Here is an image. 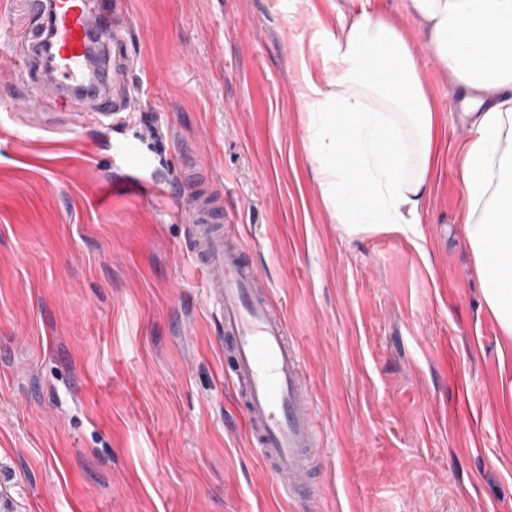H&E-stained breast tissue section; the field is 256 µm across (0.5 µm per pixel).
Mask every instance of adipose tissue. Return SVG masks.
I'll list each match as a JSON object with an SVG mask.
<instances>
[{
	"instance_id": "ef3b65f1",
	"label": "adipose tissue",
	"mask_w": 512,
	"mask_h": 512,
	"mask_svg": "<svg viewBox=\"0 0 512 512\" xmlns=\"http://www.w3.org/2000/svg\"><path fill=\"white\" fill-rule=\"evenodd\" d=\"M435 59L465 96L464 223L482 300L512 342V0H410ZM332 74L305 80L309 149L337 223L420 221L436 108L403 31L364 11L328 36Z\"/></svg>"
}]
</instances>
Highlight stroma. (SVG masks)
<instances>
[{
	"label": "stroma",
	"instance_id": "obj_1",
	"mask_svg": "<svg viewBox=\"0 0 512 512\" xmlns=\"http://www.w3.org/2000/svg\"><path fill=\"white\" fill-rule=\"evenodd\" d=\"M365 9L413 40L439 108L430 192L401 231L337 223L299 97ZM125 11L136 117L74 128L56 87L14 67L37 18L0 0V512H512V347L466 243L470 127L409 0ZM190 169L300 350L323 425L309 496L272 483L224 380L178 201Z\"/></svg>",
	"mask_w": 512,
	"mask_h": 512
}]
</instances>
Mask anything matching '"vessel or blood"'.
<instances>
[{
  "label": "vessel or blood",
  "mask_w": 512,
  "mask_h": 512,
  "mask_svg": "<svg viewBox=\"0 0 512 512\" xmlns=\"http://www.w3.org/2000/svg\"><path fill=\"white\" fill-rule=\"evenodd\" d=\"M123 0H29L30 10L49 20L51 67L39 72L37 54L19 58L30 77L45 75L70 101L78 123L120 125L121 101L106 92L110 73L130 65L127 32L116 16ZM111 49V59L90 67L87 44ZM180 203L189 217L190 247L212 288L223 323L224 376L244 411L243 424L269 464L271 480L289 497L306 496L322 439L312 390L300 352L288 340L284 317L261 291L258 268L240 239L224 233V204L206 182L187 174Z\"/></svg>",
  "instance_id": "1"
}]
</instances>
